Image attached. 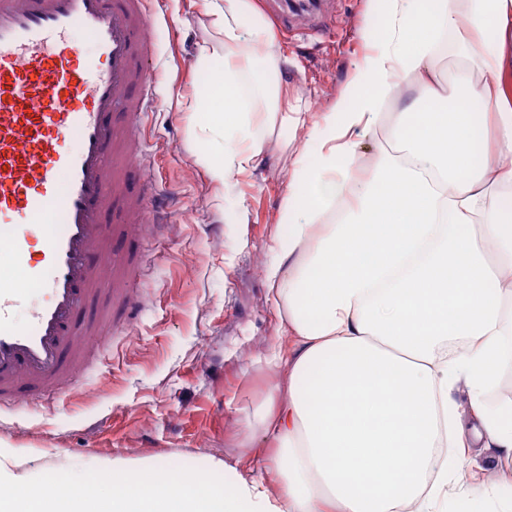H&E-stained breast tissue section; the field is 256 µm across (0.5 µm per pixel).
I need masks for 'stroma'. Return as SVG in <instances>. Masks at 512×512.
<instances>
[{
	"instance_id": "stroma-1",
	"label": "stroma",
	"mask_w": 512,
	"mask_h": 512,
	"mask_svg": "<svg viewBox=\"0 0 512 512\" xmlns=\"http://www.w3.org/2000/svg\"><path fill=\"white\" fill-rule=\"evenodd\" d=\"M290 64L288 98L316 120L331 107L355 60L367 51L358 28L366 0H322L319 14L285 0H256ZM149 31L157 82L155 112L138 129L154 163L132 176L136 193L166 191L174 212L164 226L132 224L120 247L139 268L144 306L130 327L91 339L93 355L51 401L0 408V441L31 453L36 485L90 484L97 460L167 458L191 467L216 456L262 473L267 451L245 419L284 376L266 362L270 341L288 332L273 308L265 262L279 226L288 161L304 131L282 124L254 98L265 132L262 160L224 184L201 160L224 155L208 116L193 104L224 64V42L203 0H151ZM215 48L213 70L196 67Z\"/></svg>"
}]
</instances>
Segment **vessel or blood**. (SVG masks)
<instances>
[{"instance_id": "obj_1", "label": "vessel or blood", "mask_w": 512, "mask_h": 512, "mask_svg": "<svg viewBox=\"0 0 512 512\" xmlns=\"http://www.w3.org/2000/svg\"><path fill=\"white\" fill-rule=\"evenodd\" d=\"M146 4L0 0V250L22 272L0 276V402L50 393L73 372L89 348L86 306L107 299L127 322L141 304L119 284L124 232L106 216L121 203L134 220L169 221L161 191L127 200V176L150 154L131 131L155 105ZM74 30L104 71L86 65ZM32 288L48 298L18 324Z\"/></svg>"}]
</instances>
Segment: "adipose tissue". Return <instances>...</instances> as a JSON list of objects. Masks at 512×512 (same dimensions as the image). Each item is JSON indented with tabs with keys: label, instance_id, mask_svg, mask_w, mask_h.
Masks as SVG:
<instances>
[{
	"label": "adipose tissue",
	"instance_id": "adipose-tissue-1",
	"mask_svg": "<svg viewBox=\"0 0 512 512\" xmlns=\"http://www.w3.org/2000/svg\"><path fill=\"white\" fill-rule=\"evenodd\" d=\"M224 37V67L198 110L242 143L208 162L221 182L252 167L264 138L241 103L244 66L279 73L276 37L250 0H206ZM465 51L466 98L445 109L439 35ZM354 63L333 106L308 121L281 85L266 109L304 128L266 267L271 301L288 328L267 361L285 382L246 420L272 458L264 474L205 456L102 459L99 492L61 482L35 490L23 454L0 441V512H439L490 489L462 483L454 456L489 449L488 469L512 460V407L486 393L512 364V0H367ZM393 146L356 174L360 140L387 107ZM342 218L320 223L336 200ZM495 251L496 263L486 259ZM221 472L224 490L200 473Z\"/></svg>",
	"mask_w": 512,
	"mask_h": 512
}]
</instances>
